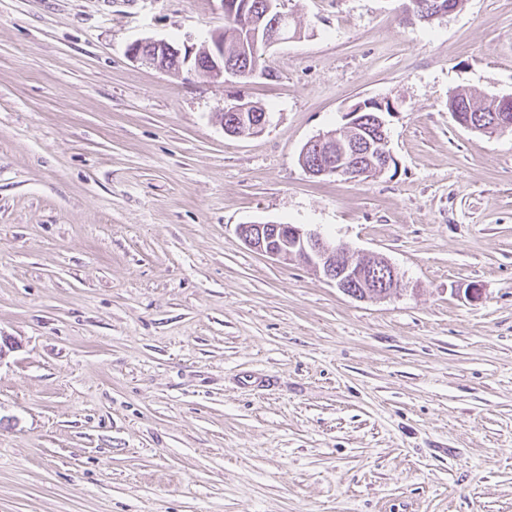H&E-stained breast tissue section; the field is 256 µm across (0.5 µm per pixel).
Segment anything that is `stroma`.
Wrapping results in <instances>:
<instances>
[{"instance_id":"35a3bbf8","label":"stroma","mask_w":512,"mask_h":512,"mask_svg":"<svg viewBox=\"0 0 512 512\" xmlns=\"http://www.w3.org/2000/svg\"><path fill=\"white\" fill-rule=\"evenodd\" d=\"M284 0L270 76L135 62L220 0H0V512H512V0ZM270 115L226 135L237 101ZM394 168L314 178L358 104ZM301 224L400 286L353 299L242 224ZM482 297L466 296L470 287ZM457 97H459L462 100V102H464V103L466 101L467 106L473 112L478 111V112H481L482 114L487 113L491 117V120H493V116L491 115V114H493V112H490V110L493 108V102L487 100L486 96H484L481 99H478L470 92H466L464 90L463 91L457 90V91H454L448 97V101L451 98H457ZM462 102H460L459 100L454 101L453 106L450 109L454 120L461 127L465 128L467 130H470L472 132H477V133H482V134L489 133L492 130L498 131L502 128L501 125H498V126L496 125L497 121H494L493 123L487 124V125H483V124L475 122V121L472 122L471 110L470 109L466 110L465 104ZM485 111H488V112H485Z\"/></svg>"}]
</instances>
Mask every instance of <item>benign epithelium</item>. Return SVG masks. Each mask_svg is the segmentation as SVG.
Instances as JSON below:
<instances>
[{"label": "benign epithelium", "instance_id": "7a95c632", "mask_svg": "<svg viewBox=\"0 0 512 512\" xmlns=\"http://www.w3.org/2000/svg\"><path fill=\"white\" fill-rule=\"evenodd\" d=\"M290 26L288 18L273 23V30L255 41L262 42L268 48L288 39ZM130 57L157 70H190L221 79L228 75L239 79H250L264 73L256 61L245 62L238 67L224 65V29L215 30L211 40L198 50L188 48L181 50L163 39H141L130 45ZM372 102L359 105L349 113L348 128L351 136L339 138L340 132L330 130L311 138L301 149L298 156L299 165L315 177H336L348 182H356L369 174L357 160L358 150L366 145L375 151L378 157L377 172L384 173L396 163L389 149L385 132V123L381 116L371 114L362 116L365 107ZM380 112L386 106L375 105ZM248 102H239L224 107V111L233 113L234 121L225 125V132L233 136H250L264 130L268 124L267 114L254 119L247 116ZM451 112L454 120L463 128L472 132L486 134L498 131L501 126L496 123L483 125L471 119V110L456 100ZM239 237L251 249L265 254L272 259L299 261L315 272L321 274L330 284L347 296L361 301L381 300L399 286L396 268L385 258L376 260V265L355 266L347 259L346 247L323 238L317 231L307 229L299 224L254 223L243 224L238 228Z\"/></svg>", "mask_w": 512, "mask_h": 512}]
</instances>
